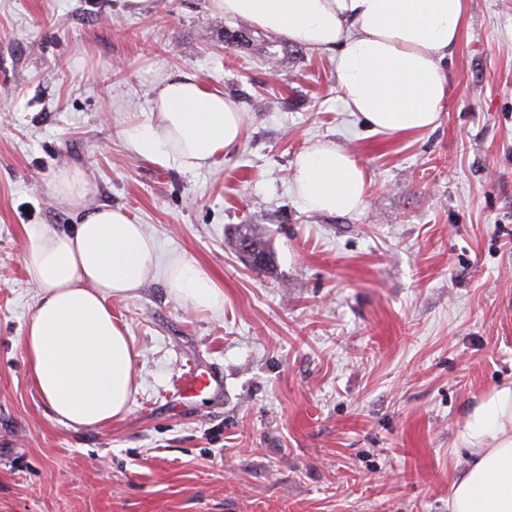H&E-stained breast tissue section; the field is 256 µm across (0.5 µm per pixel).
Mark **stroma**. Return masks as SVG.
Returning a JSON list of instances; mask_svg holds the SVG:
<instances>
[{"label":"stroma","instance_id":"stroma-1","mask_svg":"<svg viewBox=\"0 0 512 512\" xmlns=\"http://www.w3.org/2000/svg\"><path fill=\"white\" fill-rule=\"evenodd\" d=\"M436 129L370 134L336 57L209 0H0V512H448L469 409L512 381V0H465ZM234 99L241 141L186 172L136 151L159 72ZM352 151L359 212L304 211L297 155ZM83 168L224 291L197 312L162 279L113 300L138 355L123 418L60 423L28 374L25 228L77 221L52 191ZM255 225L270 270L234 245ZM221 392L179 395L189 368Z\"/></svg>","mask_w":512,"mask_h":512}]
</instances>
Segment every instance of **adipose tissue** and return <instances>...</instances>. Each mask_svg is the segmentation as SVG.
Instances as JSON below:
<instances>
[{
	"mask_svg": "<svg viewBox=\"0 0 512 512\" xmlns=\"http://www.w3.org/2000/svg\"><path fill=\"white\" fill-rule=\"evenodd\" d=\"M213 12L248 19L288 42L336 54L338 88L374 134L436 127L447 102L465 0H210ZM154 123L130 139L142 155L170 157L187 172L210 167L235 147L244 115L192 73H161ZM295 191L306 210L348 214L365 206L369 182L355 156L319 141L296 159ZM53 191L80 213L68 231L26 228V272L38 293L23 336L40 397L66 425L121 418L137 388L136 354L110 302L163 278L193 309L217 311L224 293L184 256L160 261L156 242L127 211L100 205L84 169L58 171ZM465 453L448 512H512V382L482 397L455 435Z\"/></svg>",
	"mask_w": 512,
	"mask_h": 512,
	"instance_id": "adipose-tissue-1",
	"label": "adipose tissue"
}]
</instances>
